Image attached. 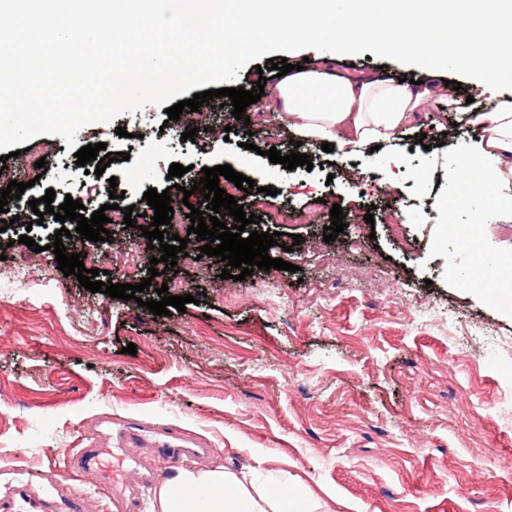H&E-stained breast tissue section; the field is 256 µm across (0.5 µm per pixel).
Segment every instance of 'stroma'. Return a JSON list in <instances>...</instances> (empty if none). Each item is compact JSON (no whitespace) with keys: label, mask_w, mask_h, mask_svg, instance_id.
<instances>
[{"label":"stroma","mask_w":512,"mask_h":512,"mask_svg":"<svg viewBox=\"0 0 512 512\" xmlns=\"http://www.w3.org/2000/svg\"><path fill=\"white\" fill-rule=\"evenodd\" d=\"M314 55L273 52L248 63L236 83L252 89L266 69L263 99L272 102L279 79L270 64ZM353 74L428 77L419 63L368 44L334 67L336 79ZM440 76L461 84L454 110L434 105L404 137L342 161L300 146L312 165L293 171L265 155L295 149L287 123L271 112L235 121L226 140L204 131L173 140L153 103L80 128L81 139L129 153L110 170L124 207L148 189L165 190L171 164L187 166L189 182L201 168L239 159L242 174L262 173L263 185L277 188L271 206L323 205L315 223L282 225L268 250L275 259L292 247L297 272L257 269L243 281L222 279L225 264L216 258L174 272L160 263L153 278L151 252L132 238L81 246L64 239L68 252L98 256V269L124 282H174L193 296L185 312L168 316L63 276L49 249L55 225L28 232L36 253L20 243L22 227L0 232V271H26L0 282V467L51 469L61 493L86 497L93 512H116L96 478L72 472L64 454L84 447L97 418L133 416L213 449L179 467L136 449L161 483L182 467L223 466L300 477L311 491L301 512H512V311L479 292L483 260H512V236L494 203L478 212L469 198L450 196L446 146L477 143L466 99L485 97L488 86L451 69ZM120 127L136 137L117 135ZM420 133L435 146L424 149ZM48 143L55 152L33 193L77 192L91 212L108 203L104 178L78 169L61 136L27 145ZM335 204L347 226L328 243ZM395 216L405 240L387 230ZM130 343L136 355L125 353Z\"/></svg>","instance_id":"1"}]
</instances>
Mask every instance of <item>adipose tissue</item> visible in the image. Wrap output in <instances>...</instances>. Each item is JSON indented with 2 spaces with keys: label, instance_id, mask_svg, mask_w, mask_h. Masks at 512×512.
<instances>
[{
  "label": "adipose tissue",
  "instance_id": "1",
  "mask_svg": "<svg viewBox=\"0 0 512 512\" xmlns=\"http://www.w3.org/2000/svg\"><path fill=\"white\" fill-rule=\"evenodd\" d=\"M177 23L154 20L152 35L177 38L180 44L171 75L146 66L113 69L112 93L131 84L152 87L167 96L178 85L212 72L209 46L223 48L225 65L242 54L265 53L279 35L289 43L320 46L318 66L285 77L276 103L300 139L338 146L341 155L395 139L440 95L432 84L409 86L391 80L329 75L333 51L370 44L379 52L441 65L478 77H492L501 90L473 105L480 129L478 144L454 143L457 160L452 183L475 187L499 211L512 215V0H181ZM223 30H216V19ZM295 488L260 470L233 472L218 467L182 470L159 486L152 512H294Z\"/></svg>",
  "mask_w": 512,
  "mask_h": 512
}]
</instances>
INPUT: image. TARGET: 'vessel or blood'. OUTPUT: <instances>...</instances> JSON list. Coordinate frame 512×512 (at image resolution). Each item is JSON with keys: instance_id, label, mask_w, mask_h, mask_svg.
Masks as SVG:
<instances>
[{"instance_id": "vessel-or-blood-1", "label": "vessel or blood", "mask_w": 512, "mask_h": 512, "mask_svg": "<svg viewBox=\"0 0 512 512\" xmlns=\"http://www.w3.org/2000/svg\"><path fill=\"white\" fill-rule=\"evenodd\" d=\"M148 446L158 457L171 463L201 456L209 451L205 443L187 439L161 426H151L142 420L129 418L113 423L111 417L99 418L88 447L73 449L67 458L71 470L96 471L102 487L118 505L119 512H138V490L128 485L124 465L132 461V449ZM0 499L12 512H86L83 498H54L48 485L34 481L31 472L17 470L0 480Z\"/></svg>"}]
</instances>
